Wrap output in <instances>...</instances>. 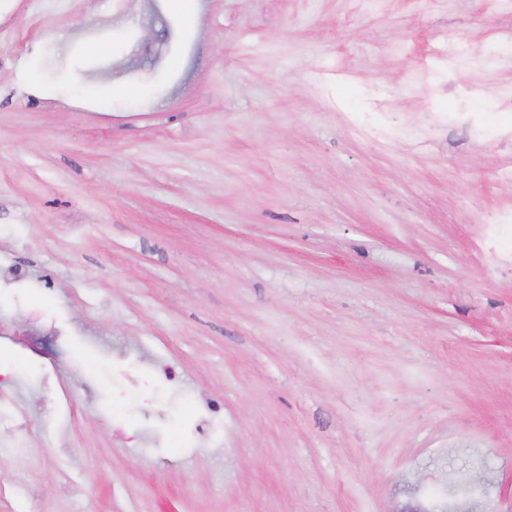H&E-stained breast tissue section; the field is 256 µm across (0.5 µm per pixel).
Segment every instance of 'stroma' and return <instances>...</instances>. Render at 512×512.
I'll use <instances>...</instances> for the list:
<instances>
[{
    "label": "stroma",
    "instance_id": "stroma-1",
    "mask_svg": "<svg viewBox=\"0 0 512 512\" xmlns=\"http://www.w3.org/2000/svg\"><path fill=\"white\" fill-rule=\"evenodd\" d=\"M505 92L512 0H0V512H512ZM512 210L500 211L492 224H485V242L489 252H494L503 230H512Z\"/></svg>",
    "mask_w": 512,
    "mask_h": 512
}]
</instances>
